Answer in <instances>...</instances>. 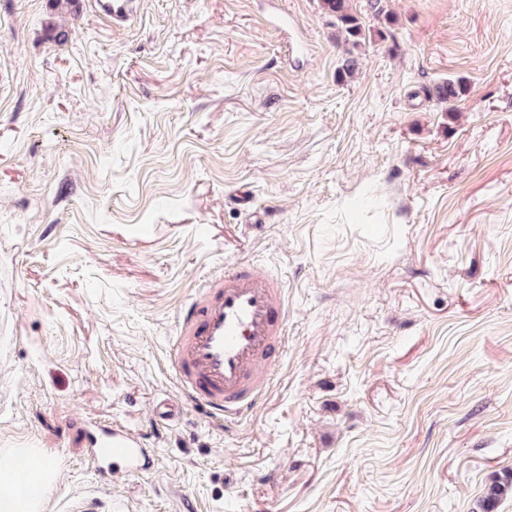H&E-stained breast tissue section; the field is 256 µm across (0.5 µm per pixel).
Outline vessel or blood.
Listing matches in <instances>:
<instances>
[{"label": "vessel or blood", "instance_id": "obj_1", "mask_svg": "<svg viewBox=\"0 0 512 512\" xmlns=\"http://www.w3.org/2000/svg\"><path fill=\"white\" fill-rule=\"evenodd\" d=\"M91 5L115 24L135 13V0H91ZM175 324L171 361L178 398L158 402V417L175 420L183 403L203 408L219 423L251 412L288 340V299L281 280L250 262L232 264L200 284ZM85 448L106 484L116 471L145 473L157 462L140 438L118 426L92 429Z\"/></svg>", "mask_w": 512, "mask_h": 512}]
</instances>
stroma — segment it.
Instances as JSON below:
<instances>
[{"label": "stroma", "mask_w": 512, "mask_h": 512, "mask_svg": "<svg viewBox=\"0 0 512 512\" xmlns=\"http://www.w3.org/2000/svg\"><path fill=\"white\" fill-rule=\"evenodd\" d=\"M350 5L357 47L320 0H0V451L54 463L42 512H478L512 472V0ZM234 261L286 289L270 387L164 424ZM99 422L158 467L101 484ZM135 0H92L91 6L108 22L125 23L135 13ZM467 93V85L463 80L457 81L448 80L443 84H439L434 89V96L436 100L442 104L448 105V111L452 112L456 103L460 101Z\"/></svg>", "instance_id": "stroma-1"}]
</instances>
